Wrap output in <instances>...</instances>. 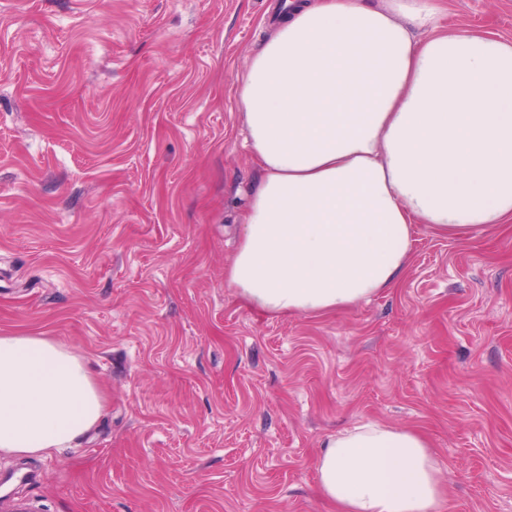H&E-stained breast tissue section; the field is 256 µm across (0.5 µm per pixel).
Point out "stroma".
<instances>
[{
  "instance_id": "35a3bbf8",
  "label": "stroma",
  "mask_w": 512,
  "mask_h": 512,
  "mask_svg": "<svg viewBox=\"0 0 512 512\" xmlns=\"http://www.w3.org/2000/svg\"><path fill=\"white\" fill-rule=\"evenodd\" d=\"M282 0H0V334L111 396L76 447L0 457L38 512H335L324 440L420 431L445 512H512V234L415 227L398 283L264 316L224 279L258 180L240 78ZM512 37V0H446Z\"/></svg>"
}]
</instances>
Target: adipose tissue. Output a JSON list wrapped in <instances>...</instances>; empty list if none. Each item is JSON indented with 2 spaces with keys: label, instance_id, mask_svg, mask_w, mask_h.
Returning <instances> with one entry per match:
<instances>
[{
  "label": "adipose tissue",
  "instance_id": "ef3b65f1",
  "mask_svg": "<svg viewBox=\"0 0 512 512\" xmlns=\"http://www.w3.org/2000/svg\"><path fill=\"white\" fill-rule=\"evenodd\" d=\"M441 0H299L239 83L259 181L226 282L267 315H313L396 285L413 227L512 225V39L443 22ZM106 398L82 356L0 335V455L76 445ZM336 512H443L427 439L367 423L316 460Z\"/></svg>",
  "mask_w": 512,
  "mask_h": 512
}]
</instances>
